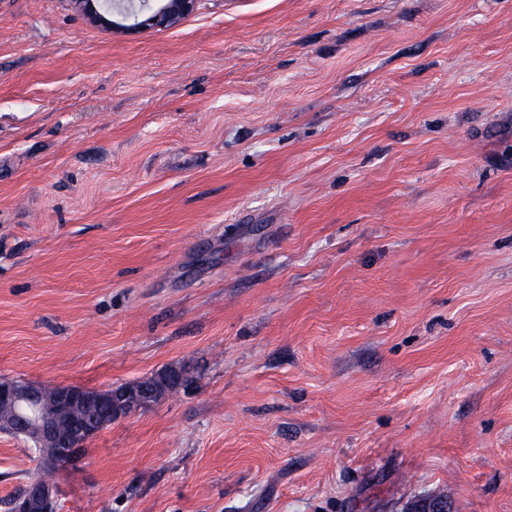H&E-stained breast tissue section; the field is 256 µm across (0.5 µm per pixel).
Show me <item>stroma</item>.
Wrapping results in <instances>:
<instances>
[{
	"label": "stroma",
	"mask_w": 512,
	"mask_h": 512,
	"mask_svg": "<svg viewBox=\"0 0 512 512\" xmlns=\"http://www.w3.org/2000/svg\"><path fill=\"white\" fill-rule=\"evenodd\" d=\"M166 367L58 512H512V0H0V377ZM95 2H100L104 11L112 17L116 13L125 20H137L141 13L148 11L145 19L131 26L136 28L174 26L194 11L198 0H116L112 4L103 0H75L97 22L106 26H118L114 19H109L96 9Z\"/></svg>",
	"instance_id": "1"
}]
</instances>
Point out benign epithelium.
<instances>
[{
  "mask_svg": "<svg viewBox=\"0 0 512 512\" xmlns=\"http://www.w3.org/2000/svg\"><path fill=\"white\" fill-rule=\"evenodd\" d=\"M198 0H75L82 10L97 22L115 26L110 16L118 14L123 19L133 18V27H170L192 13ZM85 388L77 385H59L55 407L43 408L37 403L36 383L14 378L0 379V402H9L15 408V422L34 433L43 462L49 466L79 459V443L93 438L98 431L91 425L84 426L78 439L62 437L57 428L56 411L75 406L84 399ZM152 393L145 386L127 390L117 395H101L100 401L109 404L110 413L120 419L131 414L137 405L150 398ZM56 484L53 481L32 480L22 496L13 503V512H56ZM409 512H451L448 497L429 495L414 500Z\"/></svg>",
  "mask_w": 512,
  "mask_h": 512,
  "instance_id": "7a95c632",
  "label": "benign epithelium"
}]
</instances>
